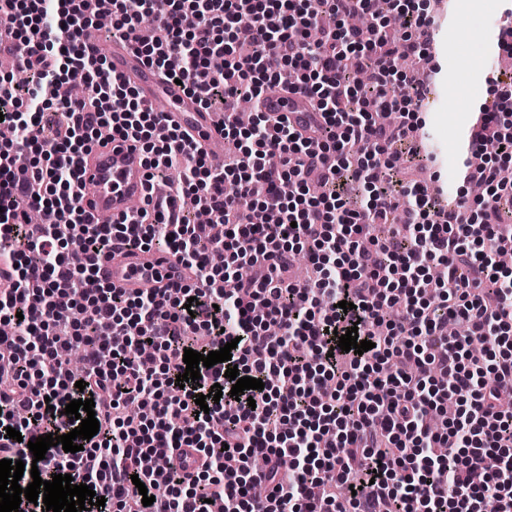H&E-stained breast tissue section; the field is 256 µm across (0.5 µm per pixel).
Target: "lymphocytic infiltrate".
I'll use <instances>...</instances> for the list:
<instances>
[{
    "instance_id": "lymphocytic-infiltrate-1",
    "label": "lymphocytic infiltrate",
    "mask_w": 512,
    "mask_h": 512,
    "mask_svg": "<svg viewBox=\"0 0 512 512\" xmlns=\"http://www.w3.org/2000/svg\"><path fill=\"white\" fill-rule=\"evenodd\" d=\"M373 0H0V49L18 55L26 84L0 76V336L12 362L0 370V460L36 463L42 480L71 475L113 512H512V270L498 263L512 249V224L500 206L512 199L500 167L486 160L474 175L486 187L478 209L465 201L437 209L413 179L388 191L392 145L421 129L411 108L422 90L403 93L400 59L428 54L432 22L413 0H396L400 40L384 33L390 17ZM370 16V32L345 17ZM330 16L320 41L307 39ZM112 20L126 42L167 77L181 80L200 106L224 115L233 146L224 167L175 127L130 82L112 77L106 57L86 53L82 36ZM224 59L212 68L213 57ZM353 61L375 99L347 73ZM79 78L82 96L61 99L58 86ZM308 96L318 114L301 131L257 111L252 127L235 119L239 98L261 101L283 78ZM481 109L471 144L495 140L512 160V88L494 89ZM396 115L377 121L371 104ZM154 151L149 179L180 164V178L146 198L115 224L85 221L77 158L101 133ZM369 191L364 211L347 209L337 191L343 173ZM318 175L324 189L311 196ZM206 209L217 233L190 223L186 198ZM41 215L29 221L30 212ZM400 224L399 238L368 239L370 227ZM79 243L83 265L65 247ZM165 251L192 270V283L126 293L98 283L97 267L114 249ZM308 250L316 276L291 274ZM222 251L224 264L209 256ZM447 272L438 303L422 286L432 267ZM236 284L225 292V279ZM352 302V310L340 301ZM463 333H448L449 322ZM276 324L277 334L267 332ZM372 342L363 354L342 351L348 328ZM233 344L230 362L201 368L178 386L185 350L201 354ZM79 353L84 368L68 360ZM263 388L231 396L229 365ZM83 388H76V381ZM219 386L222 397L198 413L197 394ZM456 407L445 430L431 414L448 398ZM91 399L99 431L82 451L48 449L35 460L29 441L78 428L68 401ZM15 428L21 440L7 438ZM194 452L187 470L178 449ZM494 470H487L489 456ZM291 468H283V458ZM356 495L337 496L351 471ZM268 493L254 498L250 488ZM154 495L152 505L143 494Z\"/></svg>"
}]
</instances>
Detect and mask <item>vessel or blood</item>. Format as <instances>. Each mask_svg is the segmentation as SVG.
<instances>
[{"instance_id": "vessel-or-blood-1", "label": "vessel or blood", "mask_w": 512, "mask_h": 512, "mask_svg": "<svg viewBox=\"0 0 512 512\" xmlns=\"http://www.w3.org/2000/svg\"><path fill=\"white\" fill-rule=\"evenodd\" d=\"M109 64L113 73L131 81L147 101L163 96L166 124L190 134L199 145L222 137L223 122L202 109L197 99L175 81L160 82L156 69L122 43H114ZM265 111L287 116L299 128L308 126L313 113L309 100L299 93L275 91L264 98ZM80 196L86 217L96 224H109L130 212L132 202L147 192V169L143 156L131 143L114 140L93 147L79 161ZM100 276L112 287L133 293L142 288H163L191 281V273L171 255L126 250L112 255L100 266Z\"/></svg>"}]
</instances>
